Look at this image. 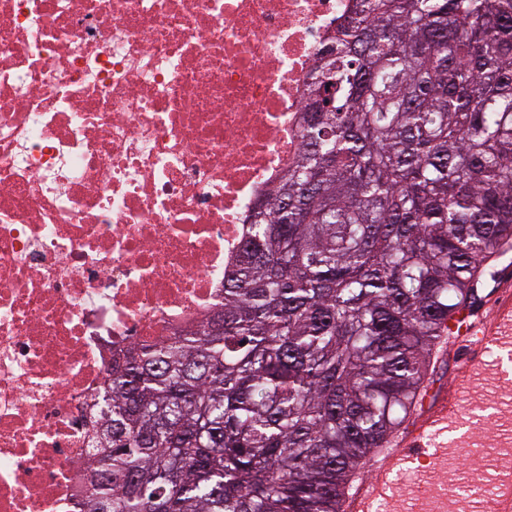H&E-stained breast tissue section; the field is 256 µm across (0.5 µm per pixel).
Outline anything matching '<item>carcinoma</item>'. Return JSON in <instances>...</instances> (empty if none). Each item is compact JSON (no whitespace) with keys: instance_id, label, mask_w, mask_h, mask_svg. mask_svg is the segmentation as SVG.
I'll list each match as a JSON object with an SVG mask.
<instances>
[{"instance_id":"obj_1","label":"carcinoma","mask_w":512,"mask_h":512,"mask_svg":"<svg viewBox=\"0 0 512 512\" xmlns=\"http://www.w3.org/2000/svg\"><path fill=\"white\" fill-rule=\"evenodd\" d=\"M224 316L112 365L78 512H340L512 253V0H363Z\"/></svg>"}]
</instances>
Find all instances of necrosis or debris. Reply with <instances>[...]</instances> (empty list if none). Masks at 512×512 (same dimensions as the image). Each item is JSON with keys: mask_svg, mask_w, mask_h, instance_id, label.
<instances>
[{"mask_svg": "<svg viewBox=\"0 0 512 512\" xmlns=\"http://www.w3.org/2000/svg\"><path fill=\"white\" fill-rule=\"evenodd\" d=\"M361 0H0V512H74L97 396L206 328Z\"/></svg>", "mask_w": 512, "mask_h": 512, "instance_id": "4bbe7bcc", "label": "necrosis or debris"}]
</instances>
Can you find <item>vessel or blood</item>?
Segmentation results:
<instances>
[{
  "label": "vessel or blood",
  "instance_id": "b4317fda",
  "mask_svg": "<svg viewBox=\"0 0 512 512\" xmlns=\"http://www.w3.org/2000/svg\"><path fill=\"white\" fill-rule=\"evenodd\" d=\"M491 316L469 312L458 332L461 343L470 355L460 363V384H467L471 369L478 366V349L492 340H499L512 328V269L503 268L499 275L498 288L493 298ZM456 391L448 390L431 395L424 411L417 418L412 430L399 436L398 448L380 452L375 461V476L369 482L358 485L347 497L349 512H372L375 501L387 497L390 490L389 475L397 469L404 455L419 453L425 447L432 431L447 426L449 419L457 414Z\"/></svg>",
  "mask_w": 512,
  "mask_h": 512
}]
</instances>
